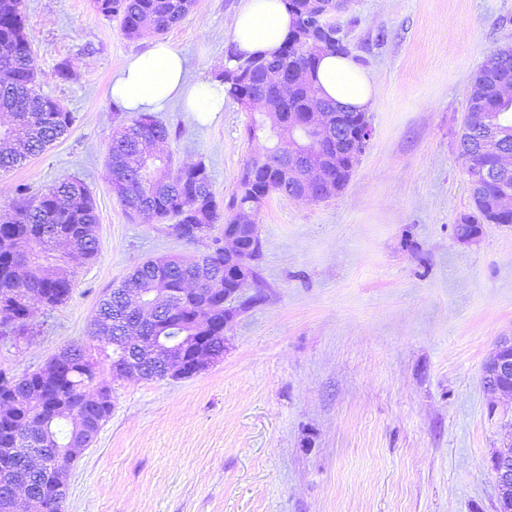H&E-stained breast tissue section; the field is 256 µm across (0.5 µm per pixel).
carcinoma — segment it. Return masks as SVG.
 I'll list each match as a JSON object with an SVG mask.
<instances>
[{"mask_svg": "<svg viewBox=\"0 0 512 512\" xmlns=\"http://www.w3.org/2000/svg\"><path fill=\"white\" fill-rule=\"evenodd\" d=\"M195 0H93L96 11L120 19L129 39L163 36L177 26ZM294 16L290 35L301 39L284 42L273 54L242 59L227 52L226 64L216 75L228 97L248 109L247 100L265 96L271 103L265 122L272 129H288V118L305 112H322V124L335 129L341 108L331 99L317 97L314 78L320 58L343 54L347 45L335 27L318 24L326 0H285ZM273 66L298 78L281 97L265 81L266 67ZM512 85V46L492 51L476 71L467 96V112L473 120L462 135L459 154L464 159L473 198L481 220L494 224L501 217L498 200L512 193V168L498 172L494 182H481V170L512 155V98L501 95ZM0 112L12 123L0 127V171L21 166L42 153L73 126L75 116L60 112L56 99L41 93L32 42L26 30L23 0H0ZM139 114L112 136L109 148L111 190L121 201L160 219L171 218L169 234L197 241L222 220L240 224L243 212H259L273 193L297 197L311 171L323 173L324 191L317 199L336 196L347 184L350 158L336 155L335 136L311 145L310 154L295 162L265 151L244 164L238 191L228 203L231 217L222 219L211 190V176L202 162L174 165L169 155L155 154L152 147L170 137L166 124L153 118L142 125ZM19 198L12 211L0 218V321L10 323L12 336L30 333L28 319L36 306L55 307L71 292V281L57 275L49 264L56 247L64 245L87 259L98 251L97 215L84 184L64 178L34 194L27 184L16 188ZM216 248L193 263L178 257L144 262L117 288L104 295L94 316L95 338L159 336L171 353L192 346L198 336L208 337L207 347L224 355V247ZM135 367L148 379L163 378L160 360L145 348L134 351ZM83 349L67 346L41 368L19 377L0 372V456L12 458L0 470V507L14 488H27L40 512H63L65 497L38 473L39 462L20 446L19 438L39 439L54 448V464L70 468L73 451L95 435L112 413V390L101 386L91 395L94 382Z\"/></svg>", "mask_w": 512, "mask_h": 512, "instance_id": "obj_1", "label": "carcinoma"}]
</instances>
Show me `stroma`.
<instances>
[{
  "mask_svg": "<svg viewBox=\"0 0 512 512\" xmlns=\"http://www.w3.org/2000/svg\"><path fill=\"white\" fill-rule=\"evenodd\" d=\"M203 3L165 36L194 81L223 69L242 0ZM23 8L39 88L76 122L0 173V215L18 184L76 178L95 203L98 252L59 264L68 300L35 308L34 336L0 340V369L19 376L77 344L114 404L70 468L64 512H496L491 462L512 442V398L482 376L512 335V224L456 235L476 213L457 140L474 73L512 44V0H348L335 14L350 56L379 82L369 146L336 197L271 195L256 218L258 279L231 302L223 358L164 380L113 379L91 320L137 265L195 259L224 225L181 240L110 190V81L152 39L126 38L91 0ZM158 118L170 128L162 150L205 163L226 205L263 149L246 137L250 113L231 101L195 122L175 104Z\"/></svg>",
  "mask_w": 512,
  "mask_h": 512,
  "instance_id": "1",
  "label": "stroma"
}]
</instances>
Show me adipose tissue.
Wrapping results in <instances>:
<instances>
[{"mask_svg":"<svg viewBox=\"0 0 512 512\" xmlns=\"http://www.w3.org/2000/svg\"><path fill=\"white\" fill-rule=\"evenodd\" d=\"M230 27L234 50L241 58L268 55L290 33L292 16L285 0H243ZM316 77L320 97L353 112L373 108L376 80L350 57L323 55ZM111 97L121 111L137 114L160 112L178 101L197 121L223 111L228 100L220 81L189 83L185 56L163 42L132 57L113 74Z\"/></svg>","mask_w":512,"mask_h":512,"instance_id":"adipose-tissue-1","label":"adipose tissue"}]
</instances>
